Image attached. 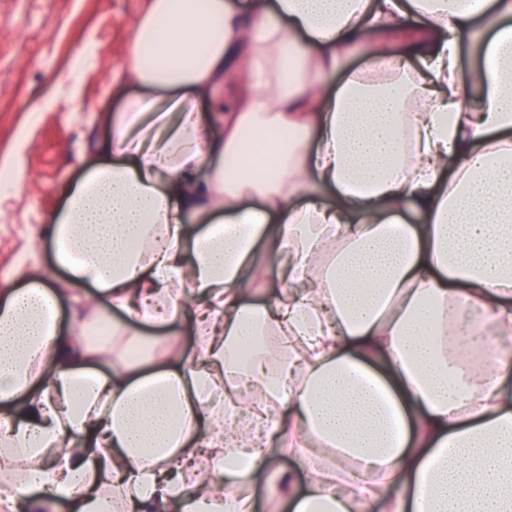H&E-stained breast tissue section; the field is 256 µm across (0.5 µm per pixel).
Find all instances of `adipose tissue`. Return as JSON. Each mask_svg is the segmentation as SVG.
<instances>
[{"mask_svg":"<svg viewBox=\"0 0 512 512\" xmlns=\"http://www.w3.org/2000/svg\"><path fill=\"white\" fill-rule=\"evenodd\" d=\"M127 65L169 99L64 186V278L0 295V512H512V0H152Z\"/></svg>","mask_w":512,"mask_h":512,"instance_id":"ef3b65f1","label":"adipose tissue"}]
</instances>
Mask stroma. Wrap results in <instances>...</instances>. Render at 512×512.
Segmentation results:
<instances>
[{"mask_svg":"<svg viewBox=\"0 0 512 512\" xmlns=\"http://www.w3.org/2000/svg\"><path fill=\"white\" fill-rule=\"evenodd\" d=\"M151 0H0V161L21 158L0 193V292L54 265L46 224L80 179L106 115L143 94L125 66Z\"/></svg>","mask_w":512,"mask_h":512,"instance_id":"35a3bbf8","label":"stroma"}]
</instances>
